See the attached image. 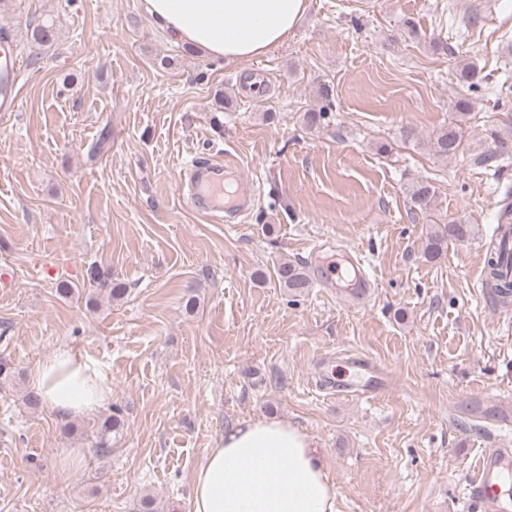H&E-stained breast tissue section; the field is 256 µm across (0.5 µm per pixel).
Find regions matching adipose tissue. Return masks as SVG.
<instances>
[{
    "instance_id": "obj_1",
    "label": "adipose tissue",
    "mask_w": 512,
    "mask_h": 512,
    "mask_svg": "<svg viewBox=\"0 0 512 512\" xmlns=\"http://www.w3.org/2000/svg\"><path fill=\"white\" fill-rule=\"evenodd\" d=\"M173 41L213 58L246 62L287 41L307 0H143ZM30 382L59 421L102 409L112 388L86 359L61 346ZM191 512H336V486L308 435L285 419L225 429L192 477Z\"/></svg>"
}]
</instances>
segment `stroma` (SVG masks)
Instances as JSON below:
<instances>
[{
	"label": "stroma",
	"instance_id": "1",
	"mask_svg": "<svg viewBox=\"0 0 512 512\" xmlns=\"http://www.w3.org/2000/svg\"><path fill=\"white\" fill-rule=\"evenodd\" d=\"M47 20L57 39L32 58L27 26ZM1 29L23 78L19 111L0 114V512H190L208 449L262 417L314 439L337 512H480L477 458L512 447L493 420L512 398V305L485 288L512 155L478 162L512 137V0H308L287 42L244 63L175 44L142 0H0ZM449 125L463 149L446 159L432 138ZM201 156L234 162L253 210L218 224L185 205L180 166ZM421 179L427 213L406 192ZM451 221L469 236L426 258ZM317 246L358 255L365 301L319 286ZM286 261L303 294L279 286ZM92 264L124 294L96 293ZM60 346L112 385L125 426L108 456L98 414L64 426L26 399ZM349 354L380 387L320 390L351 374ZM69 451L83 460L65 470ZM409 195L413 206L421 212L427 213L434 204L436 190L429 182L421 180L411 185ZM276 278L283 288L297 295L309 287L308 277L300 269L290 262L281 263L275 270Z\"/></svg>",
	"mask_w": 512,
	"mask_h": 512
}]
</instances>
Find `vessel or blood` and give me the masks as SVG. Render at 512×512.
<instances>
[{"mask_svg": "<svg viewBox=\"0 0 512 512\" xmlns=\"http://www.w3.org/2000/svg\"><path fill=\"white\" fill-rule=\"evenodd\" d=\"M20 75L18 56L8 48H1L0 112L19 111ZM233 171L229 162H194L188 169L191 189L183 196L185 204L217 223L223 222L225 213L236 215L247 211L255 198L250 186H242L232 204L224 202V176ZM497 246L502 254V273L512 281V226L498 225ZM469 491L482 512H512V448L484 449Z\"/></svg>", "mask_w": 512, "mask_h": 512, "instance_id": "obj_1", "label": "vessel or blood"}]
</instances>
